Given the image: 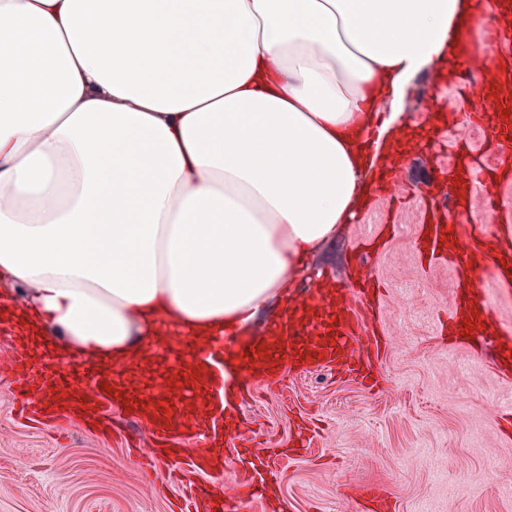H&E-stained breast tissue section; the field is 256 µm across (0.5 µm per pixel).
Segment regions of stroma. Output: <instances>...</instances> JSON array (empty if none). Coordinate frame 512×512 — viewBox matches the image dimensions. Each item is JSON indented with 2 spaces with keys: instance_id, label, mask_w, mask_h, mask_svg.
I'll return each mask as SVG.
<instances>
[{
  "instance_id": "stroma-1",
  "label": "stroma",
  "mask_w": 512,
  "mask_h": 512,
  "mask_svg": "<svg viewBox=\"0 0 512 512\" xmlns=\"http://www.w3.org/2000/svg\"><path fill=\"white\" fill-rule=\"evenodd\" d=\"M459 116L438 147L428 143L431 103ZM471 103L456 88L414 76L391 139L407 149L397 169L358 217L311 254L312 270L336 287L371 274L381 284L378 331L384 351L381 385L367 390L328 368L288 377L285 387L256 386L241 408L239 437L262 445L289 443L298 413H309L305 453L286 459L276 485L284 512H364L354 495L375 486L395 512H512V375L491 367L492 340L460 342L445 321L459 282L443 262H422L419 224L438 186L422 184L433 150L450 153L467 133ZM11 343L0 344V512H171L177 497L201 482L172 481L162 461L143 470L128 440L150 452L142 427L103 436L71 422L58 428L22 421L13 395Z\"/></svg>"
}]
</instances>
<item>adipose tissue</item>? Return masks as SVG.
I'll list each match as a JSON object with an SVG mask.
<instances>
[{
    "mask_svg": "<svg viewBox=\"0 0 512 512\" xmlns=\"http://www.w3.org/2000/svg\"><path fill=\"white\" fill-rule=\"evenodd\" d=\"M480 0H0V317L131 390L351 223ZM389 100V115L380 103Z\"/></svg>",
    "mask_w": 512,
    "mask_h": 512,
    "instance_id": "adipose-tissue-1",
    "label": "adipose tissue"
}]
</instances>
